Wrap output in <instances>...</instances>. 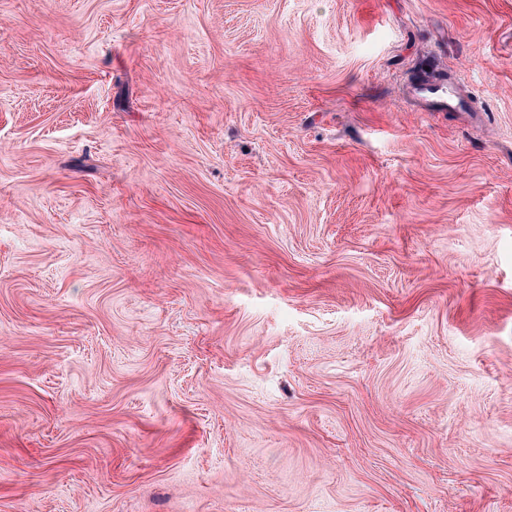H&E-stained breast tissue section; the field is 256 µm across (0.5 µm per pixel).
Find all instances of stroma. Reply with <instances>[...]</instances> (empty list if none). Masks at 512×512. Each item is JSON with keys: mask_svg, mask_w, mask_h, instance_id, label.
<instances>
[{"mask_svg": "<svg viewBox=\"0 0 512 512\" xmlns=\"http://www.w3.org/2000/svg\"><path fill=\"white\" fill-rule=\"evenodd\" d=\"M0 512H512V0H0ZM446 78H433L431 81L415 85V96L426 104L430 112H469V100L458 94L448 92Z\"/></svg>", "mask_w": 512, "mask_h": 512, "instance_id": "obj_1", "label": "stroma"}]
</instances>
